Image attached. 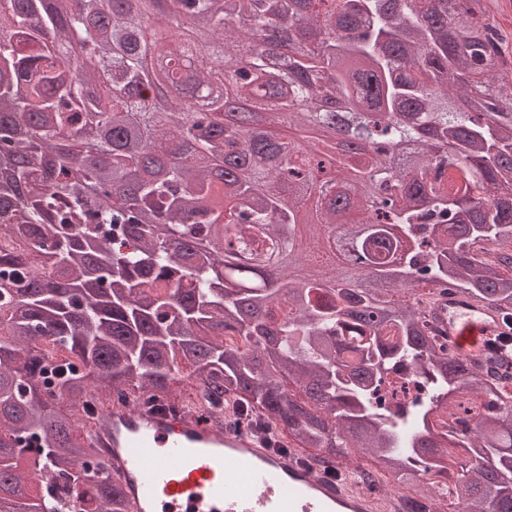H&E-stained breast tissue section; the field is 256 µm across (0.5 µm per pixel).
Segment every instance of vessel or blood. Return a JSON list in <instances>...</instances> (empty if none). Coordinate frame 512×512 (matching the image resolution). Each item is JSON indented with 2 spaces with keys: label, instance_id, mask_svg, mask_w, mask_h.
Masks as SVG:
<instances>
[{
  "label": "vessel or blood",
  "instance_id": "b4317fda",
  "mask_svg": "<svg viewBox=\"0 0 512 512\" xmlns=\"http://www.w3.org/2000/svg\"><path fill=\"white\" fill-rule=\"evenodd\" d=\"M429 317L465 361L487 356L499 313L456 290ZM108 468L130 487V512H381L345 482H331L293 456L273 454L242 431L220 429L175 405L113 403L93 433Z\"/></svg>",
  "mask_w": 512,
  "mask_h": 512
}]
</instances>
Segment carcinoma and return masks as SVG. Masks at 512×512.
Returning a JSON list of instances; mask_svg holds the SVG:
<instances>
[{
    "instance_id": "obj_1",
    "label": "carcinoma",
    "mask_w": 512,
    "mask_h": 512,
    "mask_svg": "<svg viewBox=\"0 0 512 512\" xmlns=\"http://www.w3.org/2000/svg\"><path fill=\"white\" fill-rule=\"evenodd\" d=\"M70 2L0 12V484L43 474L8 512H128L115 479L87 477L104 465L75 408L101 397L239 405L327 462L368 452L353 481L393 487L441 474L462 436L468 469L435 494L512 512V376L448 352L426 316L448 286L512 316L493 0H198L189 23L170 0L164 27L152 0ZM159 47L216 65L165 76ZM74 52L97 66L72 71ZM226 68L245 80L223 89ZM354 111L340 157L336 117ZM307 224L352 236L382 286L304 265ZM398 371L428 392L392 412L375 396Z\"/></svg>"
}]
</instances>
